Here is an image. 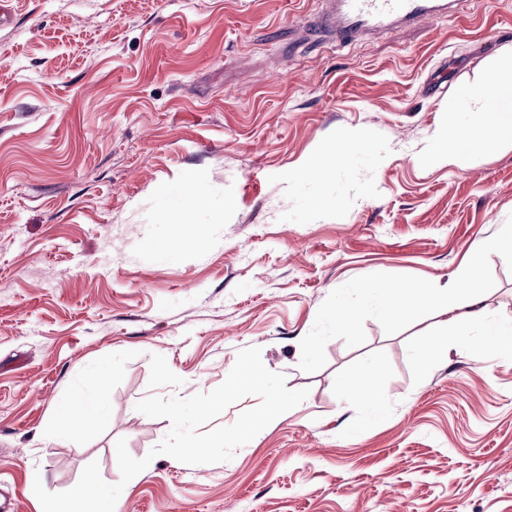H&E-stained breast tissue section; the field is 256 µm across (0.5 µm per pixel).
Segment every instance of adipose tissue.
<instances>
[{
    "instance_id": "obj_1",
    "label": "adipose tissue",
    "mask_w": 512,
    "mask_h": 512,
    "mask_svg": "<svg viewBox=\"0 0 512 512\" xmlns=\"http://www.w3.org/2000/svg\"><path fill=\"white\" fill-rule=\"evenodd\" d=\"M458 103L470 118L448 129L449 162L512 144V64L490 70L482 85L463 89ZM479 280L480 269L473 260L458 267L442 285L425 282L408 286L363 284L359 291L380 317L392 322L416 320L433 313L441 315L438 334L416 350L421 365H428L433 354L449 338L465 336L471 324L483 327L478 345L511 356L512 318L487 319L481 307ZM337 388L343 398L369 411L372 418L383 417L388 392L377 381L372 365L339 378ZM107 416L106 404L97 394L61 398L55 406L53 436L60 442L70 440L81 432L86 421H102Z\"/></svg>"
}]
</instances>
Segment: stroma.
<instances>
[{"label":"stroma","instance_id":"stroma-1","mask_svg":"<svg viewBox=\"0 0 512 512\" xmlns=\"http://www.w3.org/2000/svg\"><path fill=\"white\" fill-rule=\"evenodd\" d=\"M316 3L0 7V484L15 512H42L38 476L62 492L95 460L118 482L117 440L139 459L170 429L136 404L213 390L250 346L307 398L230 461L157 456L117 512H512V357L452 339L422 367L437 317L383 320L356 289L445 283L512 224V146L457 165L443 150L461 90L512 60V0L340 49L310 45ZM345 131L346 165L294 178ZM190 187L202 203L179 227ZM478 262L484 307L512 317V255ZM370 363L389 391L378 421L337 390ZM93 366L107 419L53 442L57 400L88 392Z\"/></svg>","mask_w":512,"mask_h":512}]
</instances>
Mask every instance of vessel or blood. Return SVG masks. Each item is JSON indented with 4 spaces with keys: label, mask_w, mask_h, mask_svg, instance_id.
Listing matches in <instances>:
<instances>
[{
    "label": "vessel or blood",
    "mask_w": 512,
    "mask_h": 512,
    "mask_svg": "<svg viewBox=\"0 0 512 512\" xmlns=\"http://www.w3.org/2000/svg\"><path fill=\"white\" fill-rule=\"evenodd\" d=\"M323 8L309 21L314 42L344 47L381 33L457 14L465 0H321Z\"/></svg>",
    "instance_id": "b4317fda"
}]
</instances>
